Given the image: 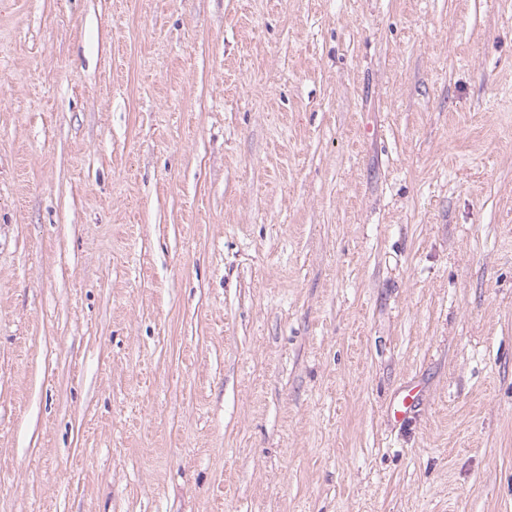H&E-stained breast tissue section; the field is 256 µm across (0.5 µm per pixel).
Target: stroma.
<instances>
[{
	"instance_id": "1",
	"label": "stroma",
	"mask_w": 512,
	"mask_h": 512,
	"mask_svg": "<svg viewBox=\"0 0 512 512\" xmlns=\"http://www.w3.org/2000/svg\"><path fill=\"white\" fill-rule=\"evenodd\" d=\"M0 512H512V0H0ZM418 406V395L411 391L401 399L390 401L385 409L387 421L392 428H403L412 423Z\"/></svg>"
}]
</instances>
